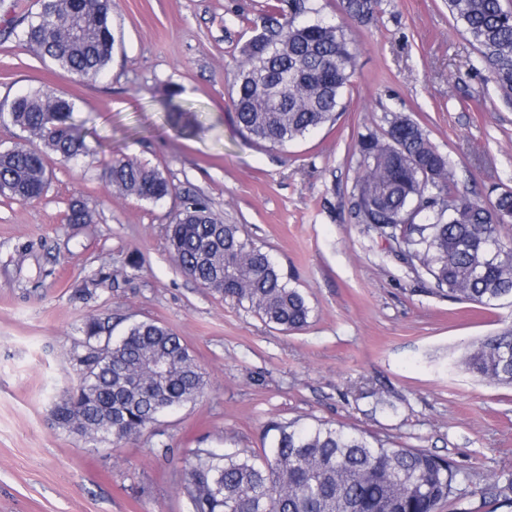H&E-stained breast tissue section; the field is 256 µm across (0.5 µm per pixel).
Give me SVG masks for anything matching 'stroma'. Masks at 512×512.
Returning <instances> with one entry per match:
<instances>
[{"label":"stroma","mask_w":512,"mask_h":512,"mask_svg":"<svg viewBox=\"0 0 512 512\" xmlns=\"http://www.w3.org/2000/svg\"><path fill=\"white\" fill-rule=\"evenodd\" d=\"M311 2L304 20L346 24L355 75L335 126L279 151L241 135L231 79L268 6L288 0H115L116 47L93 83L19 41L38 0H0V105L62 92L91 147L48 160L41 198L0 197V512H189L188 454L261 452L273 420L342 422L425 450L459 472L440 512H512V386L479 381L459 361L512 323V306L466 311L401 263L395 241L349 216L357 138L390 112L426 128L455 192L486 202L512 189V101L446 0H382L367 25L345 19L340 0ZM171 100L203 131H175ZM122 156L162 171L172 195L114 193L103 172ZM189 195L294 278L313 309L308 326L275 329L180 271L167 230ZM75 198L90 223H68ZM92 315L111 318L116 335L134 321L171 328L208 374L203 397L117 446L58 428L51 409L80 378L72 352ZM380 397L392 411L376 409Z\"/></svg>","instance_id":"1"}]
</instances>
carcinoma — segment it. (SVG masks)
Instances as JSON below:
<instances>
[{"instance_id":"1","label":"carcinoma","mask_w":512,"mask_h":512,"mask_svg":"<svg viewBox=\"0 0 512 512\" xmlns=\"http://www.w3.org/2000/svg\"><path fill=\"white\" fill-rule=\"evenodd\" d=\"M40 9L19 40L77 81L97 80L116 44L113 0H39ZM381 0H342L346 14L363 24L376 19ZM305 0L290 14L276 6L263 30L241 48L232 103L240 132L257 144L284 149L336 122L345 88L355 72L344 26L301 24ZM490 68L491 79L512 95V9L504 0H448ZM74 102L54 91L15 97L11 123L37 140L0 151V196L29 201L47 190L45 157L71 160L89 152L71 122ZM181 129L199 124L179 106L169 115ZM359 173L350 196L354 223L374 226L396 241L406 266L428 276L437 289L475 308L512 303V190L488 204L451 192L454 172L426 130L403 113L387 115L381 136L367 132L356 143ZM112 190L158 202L173 185L158 169L130 158L105 168ZM87 224L79 199L67 214ZM169 253L179 269L205 288L247 305L266 324L285 331L308 325L312 307L279 265L226 224L208 204L187 199L168 227ZM74 349L79 383L55 402L57 427L98 441L108 435L139 436L166 410L194 402L208 387L205 372L180 336L152 321L131 324L112 336V322L92 317ZM482 381L512 385V326L461 354ZM269 447L259 454L216 453L198 448L184 474L190 512H438L454 494L458 471L422 449L388 445L343 424L271 422Z\"/></svg>"}]
</instances>
